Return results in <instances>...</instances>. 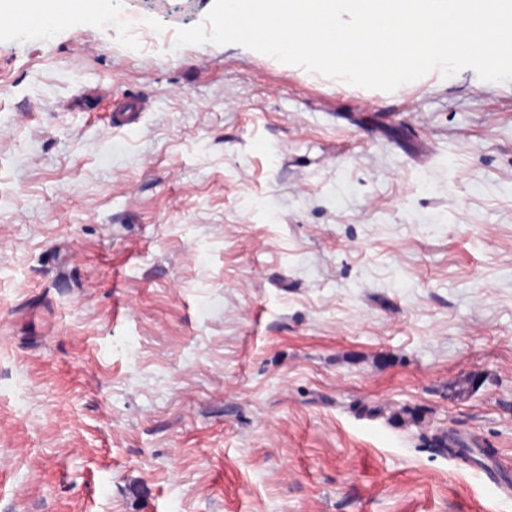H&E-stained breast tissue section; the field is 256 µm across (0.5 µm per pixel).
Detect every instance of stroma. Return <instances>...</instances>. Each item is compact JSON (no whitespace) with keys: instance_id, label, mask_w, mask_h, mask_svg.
I'll return each mask as SVG.
<instances>
[{"instance_id":"obj_1","label":"stroma","mask_w":512,"mask_h":512,"mask_svg":"<svg viewBox=\"0 0 512 512\" xmlns=\"http://www.w3.org/2000/svg\"><path fill=\"white\" fill-rule=\"evenodd\" d=\"M212 6L0 27V512H512V81L164 48Z\"/></svg>"}]
</instances>
